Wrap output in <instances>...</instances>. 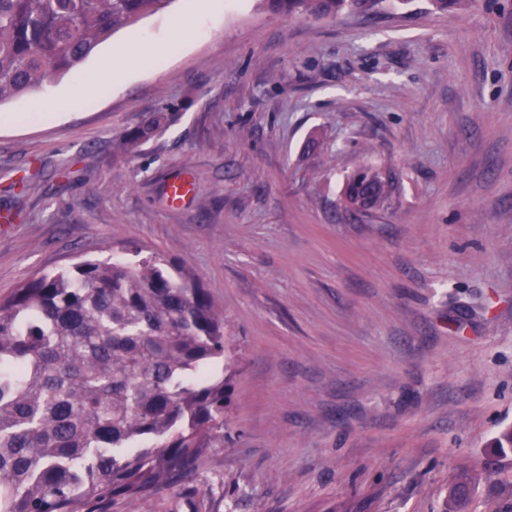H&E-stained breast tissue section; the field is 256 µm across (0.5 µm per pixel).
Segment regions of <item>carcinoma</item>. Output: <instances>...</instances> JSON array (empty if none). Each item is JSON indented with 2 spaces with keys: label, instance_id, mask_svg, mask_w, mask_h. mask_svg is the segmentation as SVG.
Wrapping results in <instances>:
<instances>
[{
  "label": "carcinoma",
  "instance_id": "obj_1",
  "mask_svg": "<svg viewBox=\"0 0 512 512\" xmlns=\"http://www.w3.org/2000/svg\"><path fill=\"white\" fill-rule=\"evenodd\" d=\"M171 0H0V104L80 66ZM275 11L378 12L384 0H265ZM156 115L134 148L161 128ZM376 169L347 178L352 199ZM234 362L224 313L175 266L87 260L0 301V512H96L191 478L224 441Z\"/></svg>",
  "mask_w": 512,
  "mask_h": 512
}]
</instances>
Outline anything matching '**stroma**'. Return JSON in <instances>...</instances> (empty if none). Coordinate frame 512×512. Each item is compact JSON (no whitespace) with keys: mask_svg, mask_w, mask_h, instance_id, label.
Segmentation results:
<instances>
[{"mask_svg":"<svg viewBox=\"0 0 512 512\" xmlns=\"http://www.w3.org/2000/svg\"><path fill=\"white\" fill-rule=\"evenodd\" d=\"M223 2L69 119L0 128V301L135 246L224 312L223 443L108 512H443L463 478L466 512H512L494 446L512 425V0L327 18ZM193 4L117 30L83 70L166 41ZM363 165L390 174V205H343Z\"/></svg>","mask_w":512,"mask_h":512,"instance_id":"1","label":"stroma"}]
</instances>
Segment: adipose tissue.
Listing matches in <instances>:
<instances>
[{
	"mask_svg": "<svg viewBox=\"0 0 512 512\" xmlns=\"http://www.w3.org/2000/svg\"><path fill=\"white\" fill-rule=\"evenodd\" d=\"M223 11L222 0H209L205 12L201 13L194 9L182 16L166 42L160 44L147 36L139 38L133 50L128 53L130 66L135 68L146 62L156 64L165 61L169 58L174 46L203 35V16L215 17L221 15ZM125 76L126 70L122 68L113 70L109 75L100 70L84 72L75 78L67 95L62 100L55 102L52 111L45 112L35 108L24 113H2L0 114V125L43 123L61 119L68 111L97 101L104 89L119 84Z\"/></svg>",
	"mask_w": 512,
	"mask_h": 512,
	"instance_id": "ef3b65f1",
	"label": "adipose tissue"
}]
</instances>
